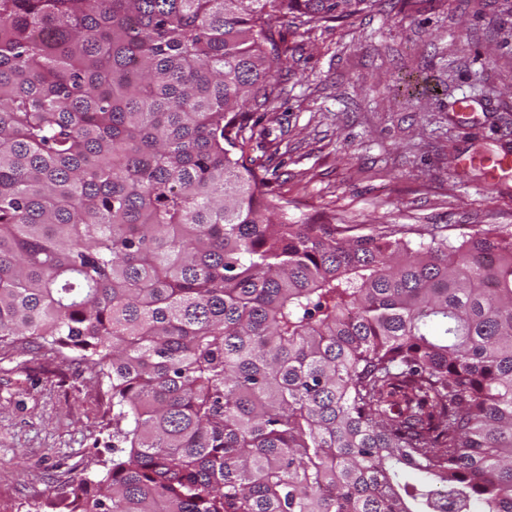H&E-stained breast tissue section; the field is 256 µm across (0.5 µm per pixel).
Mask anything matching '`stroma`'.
<instances>
[{
  "label": "stroma",
  "mask_w": 512,
  "mask_h": 512,
  "mask_svg": "<svg viewBox=\"0 0 512 512\" xmlns=\"http://www.w3.org/2000/svg\"><path fill=\"white\" fill-rule=\"evenodd\" d=\"M281 31L283 93L258 109L246 151L289 223L451 241L512 231V169H459L512 153V0H372ZM111 418L106 384L83 364L44 358L30 338L0 348V512H37L104 474Z\"/></svg>",
  "instance_id": "stroma-1"
}]
</instances>
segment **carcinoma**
<instances>
[{
  "instance_id": "obj_1",
  "label": "carcinoma",
  "mask_w": 512,
  "mask_h": 512,
  "mask_svg": "<svg viewBox=\"0 0 512 512\" xmlns=\"http://www.w3.org/2000/svg\"><path fill=\"white\" fill-rule=\"evenodd\" d=\"M372 0H0V347L108 384L80 512H512V232L276 222L272 21Z\"/></svg>"
}]
</instances>
